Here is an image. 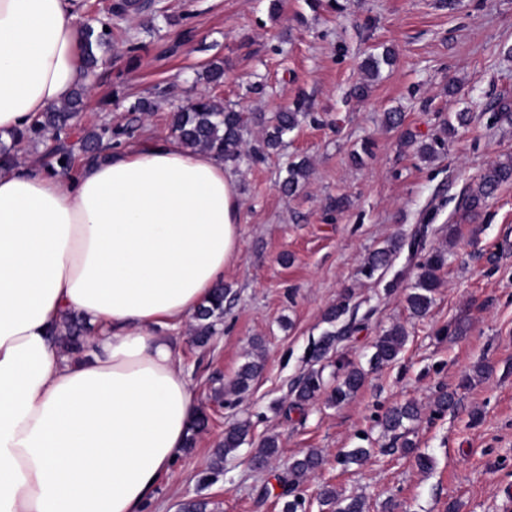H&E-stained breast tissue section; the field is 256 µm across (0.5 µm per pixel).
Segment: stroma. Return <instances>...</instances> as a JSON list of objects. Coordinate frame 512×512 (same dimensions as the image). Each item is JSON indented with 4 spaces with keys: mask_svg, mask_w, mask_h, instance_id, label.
Masks as SVG:
<instances>
[{
    "mask_svg": "<svg viewBox=\"0 0 512 512\" xmlns=\"http://www.w3.org/2000/svg\"><path fill=\"white\" fill-rule=\"evenodd\" d=\"M118 20L114 40L81 114L83 126H137L138 137L169 131L171 112L204 94L246 113L272 115L306 99L298 127L265 159L230 164L243 206L241 250L224 271L233 300L209 345L196 347L189 328L174 335L208 425L158 484L145 512H179L190 499L212 512H282L288 467L309 450L323 456L301 486L308 512H318L324 486L358 494L367 512H512V184L469 213L465 198L482 172L512 157V124L494 117L512 103V0H147ZM166 7L167 18L154 7ZM378 46L395 51L392 66L367 97H349L364 80L361 63ZM223 62L224 82L206 80ZM154 99L147 115L129 112L134 96ZM404 123L386 128L387 110ZM471 122L421 160L404 144L443 136L456 112ZM374 146L362 163L352 154L363 139ZM306 160L309 175L293 195L280 190L289 162ZM351 205L330 211V198ZM427 230V244L447 246L448 266L426 317H412L405 295L416 275L408 251L384 273L366 278L368 253L393 237ZM399 286L388 289L391 280ZM351 293L358 332L339 341L324 361L336 382L337 358L366 368L364 386L331 406L318 395L293 409L294 383L315 363L314 343L328 330L327 310ZM465 320L461 335L446 326ZM403 325L397 361L370 368L375 338ZM262 343V374L242 396L216 400ZM490 365L478 374L481 365ZM472 384L460 388L464 376ZM458 404L437 411L439 392ZM414 400L421 417L406 439L433 459L419 469L403 440L382 435L377 420ZM479 421H472V412ZM249 420L245 444L210 470L213 453L234 420ZM277 436L279 453L262 471L250 460L263 438ZM353 448L372 449L363 464H341Z\"/></svg>",
    "mask_w": 512,
    "mask_h": 512,
    "instance_id": "obj_1",
    "label": "stroma"
}]
</instances>
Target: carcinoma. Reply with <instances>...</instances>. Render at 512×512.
<instances>
[{
    "label": "carcinoma",
    "mask_w": 512,
    "mask_h": 512,
    "mask_svg": "<svg viewBox=\"0 0 512 512\" xmlns=\"http://www.w3.org/2000/svg\"><path fill=\"white\" fill-rule=\"evenodd\" d=\"M139 8L136 0H111L104 15L88 18L83 23L80 33L79 61L84 77L96 76L103 61L96 50L112 42V17H123L128 12ZM109 31H104V28ZM394 54L390 49L381 53H370L362 61V69L370 76L377 77L384 65H391ZM90 89L87 83L78 84L70 96L59 106L40 113L33 123L24 130L6 133L0 136V165L17 163L16 147L25 140H35L43 146L41 166L53 171L70 174L76 167V160L86 163L98 160L103 152L112 148V141L120 136L132 138L137 128L126 126L113 129L110 124H103L87 131L80 126L79 116L84 100ZM303 101L297 100L291 107H285L270 118L262 115H247L230 105H220L206 95H200L188 105L172 113L169 123L170 133L183 145L193 150L214 152L224 156V160L235 161L243 156L255 160L263 157L266 151L280 147L284 136L298 125V115ZM268 126L265 136L257 145L243 151L244 133L248 125ZM308 174L306 161L292 162L288 165L287 176L281 188L288 194L295 193ZM512 182V160L496 162L489 165L467 197V205L476 210L492 197L504 184ZM408 249L409 255L418 259L415 282L406 294L407 309L414 317H424L434 303V296L441 281L439 274L448 265V250L441 247L426 248L425 237L416 234L409 239L398 237L385 246L374 250L365 259L362 272L371 277L380 270L391 266L392 257L402 249ZM230 289L224 285L217 286L210 297L193 314L194 325L192 340L199 346H205L215 335L217 326L224 318V302ZM350 297H345L326 313L325 320L331 325L317 343L314 344L312 357L319 362L333 349L336 342L356 329L354 321L338 325L349 310ZM87 332L84 318L70 315L64 321V330L59 334L58 342L71 354L79 355L84 351L83 336ZM407 338L405 328L395 324L382 331L373 344L370 363L383 367L393 363L401 354ZM264 363L261 359H252L244 363L230 382L228 392L239 397L250 388L251 383L261 374ZM336 385L330 392L328 402L339 405L352 398L364 385L366 372L363 368L342 357L336 360ZM323 369L309 370L293 387V408L304 410L309 401L323 389ZM421 409L417 402L409 401L400 407L391 409L381 420L386 433H395L406 429V424L420 418ZM250 424L238 422L224 433V444L217 449L211 464L219 469L229 455L236 452L249 434ZM279 452L278 438L266 437L255 454L252 464L263 468ZM323 461L317 450H310L302 457L293 460L290 465V499L283 504V512H305L304 498L294 493L306 477L318 468ZM321 512H365V499L359 495L341 496L335 488L326 487L320 493Z\"/></svg>",
    "instance_id": "1"
}]
</instances>
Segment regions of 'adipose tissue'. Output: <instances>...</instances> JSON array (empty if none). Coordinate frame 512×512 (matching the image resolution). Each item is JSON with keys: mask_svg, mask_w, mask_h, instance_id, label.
I'll return each mask as SVG.
<instances>
[{"mask_svg": "<svg viewBox=\"0 0 512 512\" xmlns=\"http://www.w3.org/2000/svg\"><path fill=\"white\" fill-rule=\"evenodd\" d=\"M81 0H0V131L81 81ZM223 158L160 135L77 176L0 168V512H144L198 404L169 334L240 253ZM94 325L60 350L66 314Z\"/></svg>", "mask_w": 512, "mask_h": 512, "instance_id": "ef3b65f1", "label": "adipose tissue"}]
</instances>
